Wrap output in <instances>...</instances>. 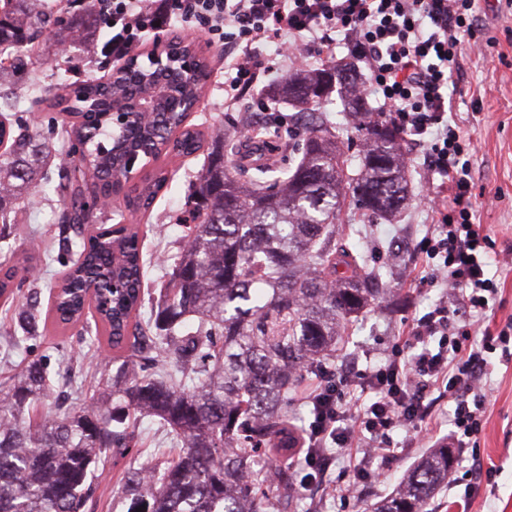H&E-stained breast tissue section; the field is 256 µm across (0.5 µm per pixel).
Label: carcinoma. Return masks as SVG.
I'll list each match as a JSON object with an SVG mask.
<instances>
[{
    "label": "carcinoma",
    "mask_w": 512,
    "mask_h": 512,
    "mask_svg": "<svg viewBox=\"0 0 512 512\" xmlns=\"http://www.w3.org/2000/svg\"><path fill=\"white\" fill-rule=\"evenodd\" d=\"M0 1V80L24 73V52L48 26L57 47L101 40L104 56L112 54L97 0L55 18L41 10V0ZM173 49L191 70H206L193 43L179 40ZM155 85L169 94L138 121L113 129L112 110L144 101ZM335 90L363 141L357 173L347 179L339 138L349 130L330 132L318 112ZM200 95L201 84L179 68L143 63L63 91L50 107L82 114L95 130L78 165L70 122L48 142L0 119V220L9 219L17 200L51 187L64 203L59 243L76 256L59 271L69 289L44 308L40 293L21 296L29 256L6 249L0 309L12 324L4 356L51 329L63 334L89 314L91 347L120 352L134 342L154 368L141 375L125 360L83 405L52 412L41 409L55 380L43 360L27 362L0 387V512H85L100 463L132 452L142 418L166 427L179 452L164 463H129L121 486L127 512H268L278 491L305 475L286 460L303 433L289 394L330 360L341 327L380 293L355 246L336 241L338 204L351 197L369 222L404 209L402 137L373 116L357 78L334 65L290 74L270 88L272 98L298 107L305 137L293 166H244L237 178L224 165V153H240L231 134L208 138L185 129L173 152L205 148L207 162L192 183L196 209L182 249L147 309L141 225L97 224L88 203L113 192L129 156L148 155L153 168L136 195L123 197L117 215L147 212L171 186L167 144ZM378 128L385 137H375ZM51 157L55 176L47 169ZM455 458L446 444L430 449L370 512H425L448 486Z\"/></svg>",
    "instance_id": "carcinoma-1"
}]
</instances>
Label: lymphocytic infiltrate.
I'll return each instance as SVG.
<instances>
[{"instance_id": "1", "label": "lymphocytic infiltrate", "mask_w": 512, "mask_h": 512, "mask_svg": "<svg viewBox=\"0 0 512 512\" xmlns=\"http://www.w3.org/2000/svg\"><path fill=\"white\" fill-rule=\"evenodd\" d=\"M101 11L113 22L117 58L139 45L154 23L207 28L224 45L228 106L262 95L260 80L277 72L279 60L304 61L300 42L307 38L320 56H331L341 43L366 64L370 93L381 96V109L393 114L399 133L425 144V162L441 179L440 194L428 198L437 221L426 230L424 252L435 262L432 279L446 281L449 293L412 324L378 369L321 374L305 397L313 411L305 458L317 468L339 460L355 481L371 479L361 453L388 459L397 452L394 432L408 429L418 437L436 428L427 396L442 386L454 402L449 447L476 442L487 424L488 358L498 351L512 356V319L496 333L470 322L448 330L449 301L479 313L498 294L487 275L490 239L472 221L471 171L460 161L473 141L448 119L449 83L462 71L460 35L474 29L471 0H106ZM264 43L276 44L277 58L257 55ZM409 347L416 350L410 358ZM360 381L371 387L370 401L349 394Z\"/></svg>"}]
</instances>
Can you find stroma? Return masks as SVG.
Wrapping results in <instances>:
<instances>
[{
    "instance_id": "obj_1",
    "label": "stroma",
    "mask_w": 512,
    "mask_h": 512,
    "mask_svg": "<svg viewBox=\"0 0 512 512\" xmlns=\"http://www.w3.org/2000/svg\"><path fill=\"white\" fill-rule=\"evenodd\" d=\"M472 13L477 22L476 35L487 53L477 55L471 42L462 43L464 74L453 97L452 118L461 135L477 143L476 151L468 157L476 198L473 221L482 225L492 240L488 275L499 287L492 309L486 310L479 322L496 330L512 318V267L503 262L505 253L512 251V0H475ZM188 38L209 62L202 97L188 118L189 125L215 133L232 127L243 117H256L271 162L288 165L293 157L291 146L301 135L293 121L294 109L282 100L267 98L259 102L252 97L244 98L236 107H225L223 44L210 40L200 30L189 33ZM111 69V62L92 44L64 51L48 43L33 49L26 75L13 87L17 96L27 100L26 106L18 111V118L30 132L48 135L52 127L61 123V114L48 105L59 93L61 84L74 87L91 78L107 77ZM404 148L411 201L397 221L364 225L349 200L337 213L340 236L360 230L357 244L387 289L349 325L336 351V363L340 366L354 362L360 369L369 370L380 365L403 330L431 311L447 287L443 281L432 285L419 282L432 262L426 255L417 254L416 246L436 218L421 204L431 186L422 150L409 139L405 140ZM204 157L200 151L173 159L172 188L159 195L143 219L148 226L144 240L147 294H154L170 273L172 259L184 243V221L194 208L190 185ZM18 208V223L7 227L8 241L16 249L40 253V260L31 266L26 286L39 289L45 298L55 282L54 273L62 255L58 239L63 201L49 190L20 199ZM26 347L23 357L0 355V384L20 373L24 358L46 356L51 368L70 367L75 371V385H56L52 399L57 403L82 404L97 389L101 372L112 374L118 368L117 363L106 362L104 354L89 350L72 332L63 337L41 336L28 341ZM491 360L496 367L490 382L486 428L476 450L457 454V487L440 490L430 501L427 512H461L456 502L472 482L473 463L477 460L484 467L495 469L496 488L491 493L480 492L468 512H512V365H501L497 353L492 354ZM393 439L399 442L400 449L394 457L380 462L382 482L359 487L354 498L340 500L332 495V484H348L353 477L342 466L331 465L324 482L293 493L299 512H364L367 506L389 494L423 454L422 449L407 447L405 433H394ZM127 465L124 459L106 463L95 502L88 512H126L121 479Z\"/></svg>"
}]
</instances>
